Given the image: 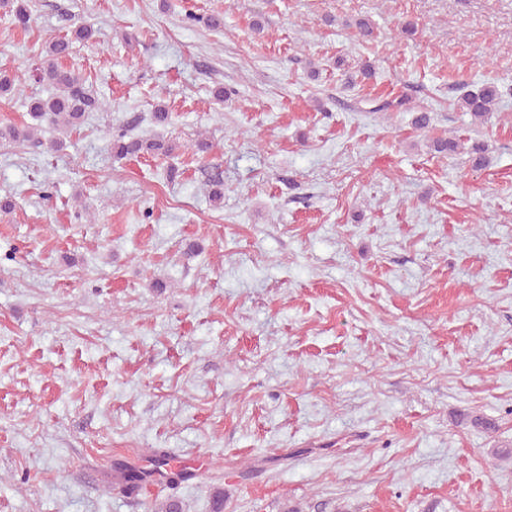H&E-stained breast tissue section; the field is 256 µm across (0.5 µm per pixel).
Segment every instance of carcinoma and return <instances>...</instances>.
<instances>
[{
	"mask_svg": "<svg viewBox=\"0 0 512 512\" xmlns=\"http://www.w3.org/2000/svg\"><path fill=\"white\" fill-rule=\"evenodd\" d=\"M0 8L9 14L13 23L27 28L30 22V13L27 0H0ZM94 31L92 28L79 25L71 31V36L52 42L46 51V57L42 65L36 69L37 81L48 82L55 90L47 98H34L31 101V117L37 121V126H29L19 129L15 126L0 127V139L16 141L22 139L29 143L32 149L44 146V141L38 136V129L42 123L60 131L69 130L80 126L90 112H96L107 106V100L103 96L94 94L86 80L73 69L62 65L61 59L67 57L76 41H89ZM500 97V91L496 84L485 83L474 90L465 91L457 100L459 108L470 113L475 121L483 124L490 118L495 104ZM139 118L131 116L123 125L111 133L112 152L119 158L138 155H163L170 156L179 145L171 140L160 138L144 139L131 135V131L137 125ZM432 149L448 156L466 152L472 167L478 169L486 166V153L488 148L480 141L465 146L464 142L455 137H441L433 140ZM211 201L220 207L224 204V178L218 171L208 179ZM148 474L127 466L116 467L112 474L107 476L108 487L134 490L146 481Z\"/></svg>",
	"mask_w": 512,
	"mask_h": 512,
	"instance_id": "carcinoma-1",
	"label": "carcinoma"
}]
</instances>
